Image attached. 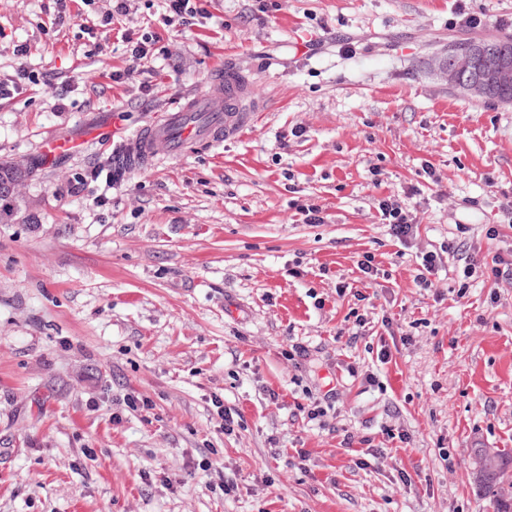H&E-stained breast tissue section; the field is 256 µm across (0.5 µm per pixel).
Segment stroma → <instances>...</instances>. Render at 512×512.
Listing matches in <instances>:
<instances>
[{"instance_id": "1", "label": "stroma", "mask_w": 512, "mask_h": 512, "mask_svg": "<svg viewBox=\"0 0 512 512\" xmlns=\"http://www.w3.org/2000/svg\"><path fill=\"white\" fill-rule=\"evenodd\" d=\"M205 8L168 26L161 0H128L105 27L112 0H67L60 27L54 0H0V82L19 85L0 162L24 173L0 200V512H495L470 454L512 453V270L491 273L512 257V104L433 64L512 38V0ZM127 34L156 37L134 72ZM229 64L248 127L111 178L116 143ZM51 139L74 147L49 164ZM348 434L382 456L359 464ZM378 213L383 224H390L392 235L397 239H403L410 233L413 219L397 202L392 201L390 197L379 199Z\"/></svg>"}]
</instances>
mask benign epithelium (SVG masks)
<instances>
[{
  "label": "benign epithelium",
  "instance_id": "1",
  "mask_svg": "<svg viewBox=\"0 0 512 512\" xmlns=\"http://www.w3.org/2000/svg\"><path fill=\"white\" fill-rule=\"evenodd\" d=\"M438 69L449 86L485 99L512 88V48L478 43L450 50L439 58Z\"/></svg>",
  "mask_w": 512,
  "mask_h": 512
}]
</instances>
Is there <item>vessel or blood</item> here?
Returning <instances> with one entry per match:
<instances>
[{
    "label": "vessel or blood",
    "mask_w": 512,
    "mask_h": 512,
    "mask_svg": "<svg viewBox=\"0 0 512 512\" xmlns=\"http://www.w3.org/2000/svg\"><path fill=\"white\" fill-rule=\"evenodd\" d=\"M250 82L234 68L217 75L208 94L184 102L177 109L165 112L144 129L132 142L117 145L120 155L131 156L139 166H150L161 152L181 156L201 144H216L223 133L247 123L251 113L244 102L249 96ZM223 96L224 109H210L213 97Z\"/></svg>",
    "instance_id": "vessel-or-blood-1"
}]
</instances>
